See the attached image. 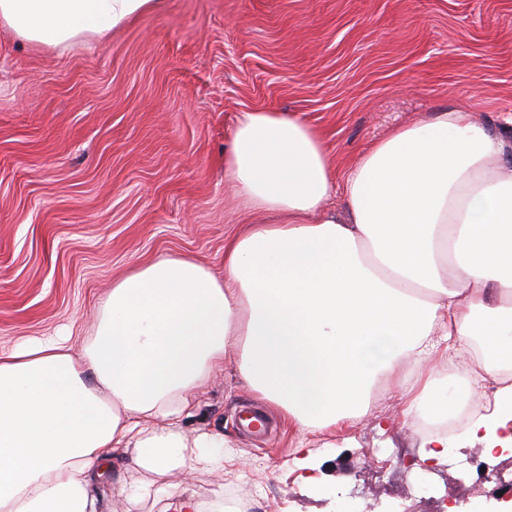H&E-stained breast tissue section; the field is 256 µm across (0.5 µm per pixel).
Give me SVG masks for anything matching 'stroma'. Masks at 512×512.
Listing matches in <instances>:
<instances>
[{
    "label": "stroma",
    "mask_w": 512,
    "mask_h": 512,
    "mask_svg": "<svg viewBox=\"0 0 512 512\" xmlns=\"http://www.w3.org/2000/svg\"><path fill=\"white\" fill-rule=\"evenodd\" d=\"M460 108L512 141V0H163L93 45L42 49L0 32V350L80 332L113 282L160 254L224 270V242L249 214L224 181L240 112L298 116L338 170L395 130ZM187 429L224 432V478L196 471L170 488L210 498L241 483L262 512H435L467 494L462 460L499 463L448 438L422 461L399 394L312 440L233 370L198 392ZM264 432L238 424L246 409Z\"/></svg>",
    "instance_id": "1"
}]
</instances>
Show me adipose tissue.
<instances>
[{"label": "adipose tissue", "mask_w": 512, "mask_h": 512, "mask_svg": "<svg viewBox=\"0 0 512 512\" xmlns=\"http://www.w3.org/2000/svg\"><path fill=\"white\" fill-rule=\"evenodd\" d=\"M157 2L0 0V25L34 47L90 43ZM224 180L257 219L225 243L223 275L158 256L113 283L80 346L0 352V512H112L188 469L223 477L232 440L185 422L225 366L316 434L377 384L406 414L449 415L448 350L481 347L489 376L512 365V146L466 112L397 129L340 176L311 126L244 111ZM510 424L512 383L463 435L492 452ZM114 452L139 480L111 483Z\"/></svg>", "instance_id": "obj_1"}]
</instances>
